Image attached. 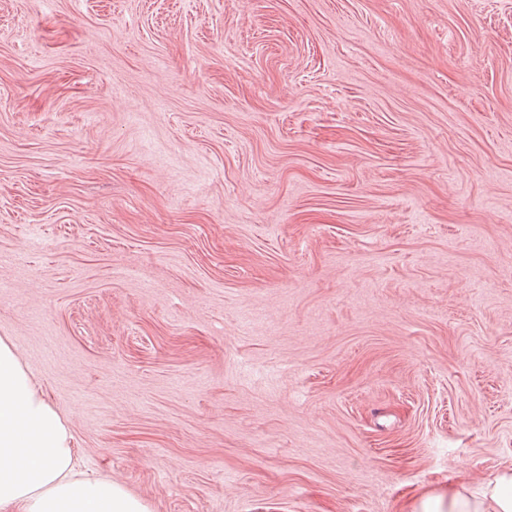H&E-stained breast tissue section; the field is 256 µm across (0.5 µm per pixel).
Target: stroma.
<instances>
[{"label":"stroma","instance_id":"35a3bbf8","mask_svg":"<svg viewBox=\"0 0 512 512\" xmlns=\"http://www.w3.org/2000/svg\"><path fill=\"white\" fill-rule=\"evenodd\" d=\"M0 338L151 512L512 470V0H0Z\"/></svg>","mask_w":512,"mask_h":512}]
</instances>
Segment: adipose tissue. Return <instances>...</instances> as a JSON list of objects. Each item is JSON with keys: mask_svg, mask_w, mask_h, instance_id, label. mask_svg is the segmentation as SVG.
Returning a JSON list of instances; mask_svg holds the SVG:
<instances>
[{"mask_svg": "<svg viewBox=\"0 0 512 512\" xmlns=\"http://www.w3.org/2000/svg\"><path fill=\"white\" fill-rule=\"evenodd\" d=\"M73 436L0 340V512H151L121 485L78 476ZM512 512V470L496 473L481 496H432L420 512Z\"/></svg>", "mask_w": 512, "mask_h": 512, "instance_id": "1", "label": "adipose tissue"}]
</instances>
